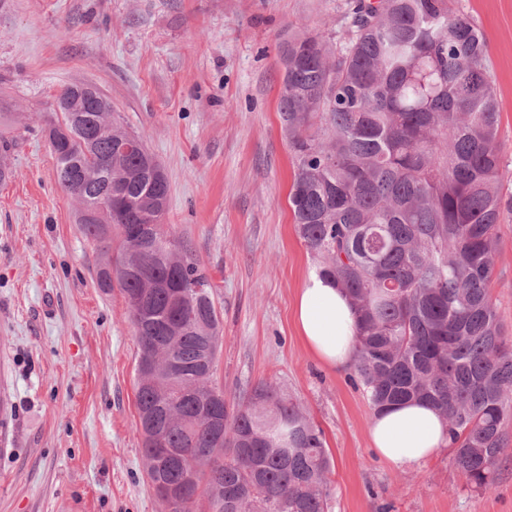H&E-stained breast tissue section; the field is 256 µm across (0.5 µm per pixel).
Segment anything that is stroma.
Returning <instances> with one entry per match:
<instances>
[{"label": "stroma", "mask_w": 512, "mask_h": 512, "mask_svg": "<svg viewBox=\"0 0 512 512\" xmlns=\"http://www.w3.org/2000/svg\"><path fill=\"white\" fill-rule=\"evenodd\" d=\"M353 0H0V512H166L151 487L135 402L138 339L119 289L56 182L41 129L60 90L98 87L161 164L166 223L214 285L228 407L268 382L301 401L333 458L330 512H512V447L491 491L444 448L401 470L371 449L353 370L318 363L292 305L316 260L288 193L295 161L280 118L281 54L335 35ZM481 30L512 170V0H452ZM22 121H14V113ZM489 297L512 333V213L498 226Z\"/></svg>", "instance_id": "obj_1"}]
</instances>
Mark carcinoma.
<instances>
[{
  "instance_id": "carcinoma-1",
  "label": "carcinoma",
  "mask_w": 512,
  "mask_h": 512,
  "mask_svg": "<svg viewBox=\"0 0 512 512\" xmlns=\"http://www.w3.org/2000/svg\"><path fill=\"white\" fill-rule=\"evenodd\" d=\"M280 110L295 159L288 201L319 273L349 296L358 322L354 373L372 413L430 403L453 464L489 491L512 424V336L489 299L502 216L498 100L481 31L451 0H354L332 39L286 43ZM111 105L69 85L45 113L56 177L99 245L98 283L119 286L139 357L159 348L178 376H136L146 470L168 512H329L333 460L298 401L260 383L227 411L214 383L221 317L214 285L165 230L170 183L146 147L115 154L130 132ZM119 242L112 245V232ZM177 277L176 304L153 281ZM224 408V446L208 413ZM194 481L178 500L185 471Z\"/></svg>"
}]
</instances>
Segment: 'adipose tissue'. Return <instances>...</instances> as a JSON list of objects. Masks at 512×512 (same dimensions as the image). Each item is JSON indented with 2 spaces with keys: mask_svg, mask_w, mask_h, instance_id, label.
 Returning a JSON list of instances; mask_svg holds the SVG:
<instances>
[{
  "mask_svg": "<svg viewBox=\"0 0 512 512\" xmlns=\"http://www.w3.org/2000/svg\"><path fill=\"white\" fill-rule=\"evenodd\" d=\"M294 318L300 339L323 365L342 370L356 359V316L345 293L312 271L298 291ZM375 455L388 465L416 470L448 445V432L427 402L410 401L373 415Z\"/></svg>",
  "mask_w": 512,
  "mask_h": 512,
  "instance_id": "1",
  "label": "adipose tissue"
}]
</instances>
